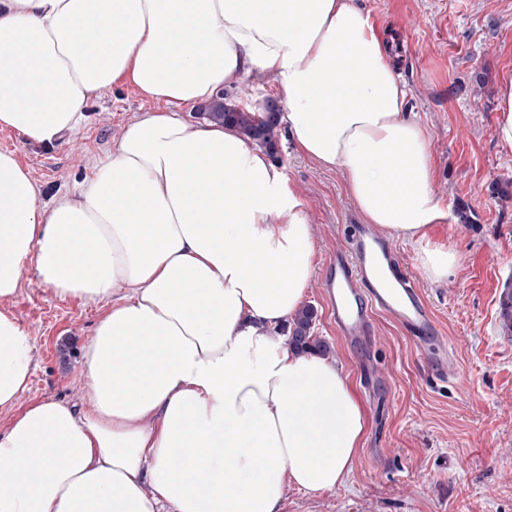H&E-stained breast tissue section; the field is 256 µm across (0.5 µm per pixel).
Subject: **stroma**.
I'll return each instance as SVG.
<instances>
[{
	"instance_id": "obj_1",
	"label": "stroma",
	"mask_w": 512,
	"mask_h": 512,
	"mask_svg": "<svg viewBox=\"0 0 512 512\" xmlns=\"http://www.w3.org/2000/svg\"><path fill=\"white\" fill-rule=\"evenodd\" d=\"M385 36L408 89L407 109L429 133L435 191L448 210L432 225V244L455 250L447 282L423 274L416 244L392 239L413 273L451 358L447 378L388 314H374L368 345L342 338L325 283L349 225L362 217L342 173L304 156L281 134L271 160L307 204L318 241L317 282L306 303L315 333L332 348L364 405L368 425L352 475L335 491H289L284 512H512V335L500 322V296L512 280V150L496 137L498 86L512 76V0H357ZM255 108L274 98L271 75L252 71L223 91ZM135 89L118 87L88 106V122L62 146L31 145L0 130V149L16 151L44 199L72 193L90 156L150 109ZM12 310L35 344L24 402L78 398L82 346L99 306L60 300L34 270L24 274Z\"/></svg>"
}]
</instances>
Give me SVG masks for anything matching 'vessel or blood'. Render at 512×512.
Instances as JSON below:
<instances>
[{"mask_svg": "<svg viewBox=\"0 0 512 512\" xmlns=\"http://www.w3.org/2000/svg\"><path fill=\"white\" fill-rule=\"evenodd\" d=\"M338 291L330 300L342 336L354 344L366 343L374 310L395 317L413 339L431 347L433 317L413 275L393 262L389 243L374 230L355 227L350 251L337 254L330 267Z\"/></svg>", "mask_w": 512, "mask_h": 512, "instance_id": "b4317fda", "label": "vessel or blood"}]
</instances>
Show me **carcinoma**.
Listing matches in <instances>:
<instances>
[{"mask_svg":"<svg viewBox=\"0 0 512 512\" xmlns=\"http://www.w3.org/2000/svg\"><path fill=\"white\" fill-rule=\"evenodd\" d=\"M202 115L209 121L232 124L256 144L271 152L276 150L280 124L278 112L273 108L268 107L264 112L256 113L246 107L227 104L221 97L207 104ZM314 317L313 307L302 308L289 327L290 344L301 353L327 355L330 353L329 344L314 335ZM501 318L504 329L512 333V289L509 287L503 295Z\"/></svg>","mask_w":512,"mask_h":512,"instance_id":"carcinoma-1","label":"carcinoma"}]
</instances>
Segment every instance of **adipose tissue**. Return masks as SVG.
Segmentation results:
<instances>
[{
  "mask_svg": "<svg viewBox=\"0 0 512 512\" xmlns=\"http://www.w3.org/2000/svg\"><path fill=\"white\" fill-rule=\"evenodd\" d=\"M255 70L364 223L417 243L429 281L457 264L426 241L448 216L427 130L351 0H0V130L60 146L114 86L155 103L48 203L0 151V512H284L353 473L351 381L279 331L315 281L306 204L235 128L178 113ZM29 268L106 306L78 400L20 403L34 341L8 304Z\"/></svg>",
  "mask_w": 512,
  "mask_h": 512,
  "instance_id": "1",
  "label": "adipose tissue"
}]
</instances>
